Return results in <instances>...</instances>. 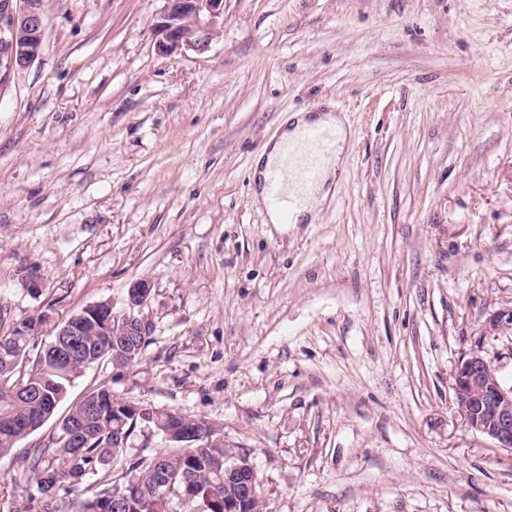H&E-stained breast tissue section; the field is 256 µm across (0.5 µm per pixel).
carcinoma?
Returning a JSON list of instances; mask_svg holds the SVG:
<instances>
[{
  "mask_svg": "<svg viewBox=\"0 0 512 512\" xmlns=\"http://www.w3.org/2000/svg\"><path fill=\"white\" fill-rule=\"evenodd\" d=\"M0 305V345L12 347L13 354L0 358V455L49 422L68 395L75 379L102 361L125 367L129 358L112 346V324L96 318L85 322L77 337L80 354L68 356L59 346L68 337L51 336L47 343L26 336ZM112 388L97 384L72 407L80 420L67 414L46 440L25 452L29 476L41 494L55 503L53 512H112V499L122 503V512H168L181 499L208 505V512H224V453L222 446L208 448L197 442L189 448L162 447L116 474L112 485L93 496L70 500L92 474L110 465L117 456L115 438L131 437L146 425L162 429L173 416L155 410V419L146 421L112 414ZM65 497H58L59 491Z\"/></svg>",
  "mask_w": 512,
  "mask_h": 512,
  "instance_id": "obj_1",
  "label": "carcinoma"
}]
</instances>
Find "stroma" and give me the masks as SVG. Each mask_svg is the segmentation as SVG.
<instances>
[{
	"label": "stroma",
	"mask_w": 512,
	"mask_h": 512,
	"mask_svg": "<svg viewBox=\"0 0 512 512\" xmlns=\"http://www.w3.org/2000/svg\"><path fill=\"white\" fill-rule=\"evenodd\" d=\"M158 0H46V45L0 86V304L53 319L151 281L138 361L99 382L245 451L266 512H512V450L469 429L472 350L512 380V0H224L165 56ZM351 129L314 223L275 226L253 164L300 111ZM41 292L24 286L29 271ZM0 457L44 512L25 449Z\"/></svg>",
	"instance_id": "obj_1"
}]
</instances>
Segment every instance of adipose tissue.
<instances>
[{
  "instance_id": "ef3b65f1",
  "label": "adipose tissue",
  "mask_w": 512,
  "mask_h": 512,
  "mask_svg": "<svg viewBox=\"0 0 512 512\" xmlns=\"http://www.w3.org/2000/svg\"><path fill=\"white\" fill-rule=\"evenodd\" d=\"M312 125H333L340 130V138L336 143L335 151L326 159L320 181L313 187L308 195L305 205L298 209L294 216V223H301L314 220L317 206L325 201L330 193V187L336 181V175L344 164V152L348 129H345L344 122L340 116L333 113H309L300 112L295 116V121L287 127L278 139L265 144L256 160L257 173H265L271 166L275 165L281 158L286 146L296 144L302 132Z\"/></svg>"
}]
</instances>
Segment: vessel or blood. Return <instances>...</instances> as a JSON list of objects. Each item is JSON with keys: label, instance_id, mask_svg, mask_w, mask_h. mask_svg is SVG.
Returning <instances> with one entry per match:
<instances>
[{"label": "vessel or blood", "instance_id": "obj_1", "mask_svg": "<svg viewBox=\"0 0 512 512\" xmlns=\"http://www.w3.org/2000/svg\"><path fill=\"white\" fill-rule=\"evenodd\" d=\"M339 136L331 126L305 129L300 145L288 147L282 165L269 168L262 179L269 208L283 222H291L294 213L306 202L307 190L322 173L323 161L333 150Z\"/></svg>", "mask_w": 512, "mask_h": 512}]
</instances>
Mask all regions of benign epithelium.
<instances>
[{
  "instance_id": "benign-epithelium-1",
  "label": "benign epithelium",
  "mask_w": 512,
  "mask_h": 512,
  "mask_svg": "<svg viewBox=\"0 0 512 512\" xmlns=\"http://www.w3.org/2000/svg\"><path fill=\"white\" fill-rule=\"evenodd\" d=\"M153 30L158 53L166 56L202 53L224 29V0H160ZM44 0H0V84L18 69L33 63L44 51ZM153 285L146 280L128 289L129 311L115 314L107 301L85 306L62 326L57 335L77 336L86 319H112L114 344L127 343L128 336L147 333L145 318L134 314L149 298ZM512 327V309L492 315L485 336H496ZM454 391L466 425L491 440L497 448L512 449V383L505 382L499 368L476 349L458 362ZM256 475L249 458L224 461V512H249L253 501L262 500L261 484L246 479Z\"/></svg>"
}]
</instances>
